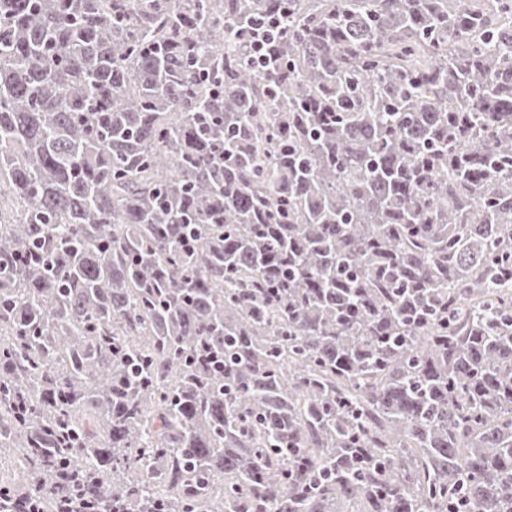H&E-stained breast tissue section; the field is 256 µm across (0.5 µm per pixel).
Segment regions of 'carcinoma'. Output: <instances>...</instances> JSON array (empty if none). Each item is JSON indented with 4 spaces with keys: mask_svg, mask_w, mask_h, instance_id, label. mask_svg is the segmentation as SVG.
Instances as JSON below:
<instances>
[{
    "mask_svg": "<svg viewBox=\"0 0 512 512\" xmlns=\"http://www.w3.org/2000/svg\"><path fill=\"white\" fill-rule=\"evenodd\" d=\"M5 187L9 507L512 512V0H0ZM249 51L257 65L266 67L276 59L275 40L266 34L259 35L250 41Z\"/></svg>",
    "mask_w": 512,
    "mask_h": 512,
    "instance_id": "cac0c4a2",
    "label": "carcinoma"
}]
</instances>
